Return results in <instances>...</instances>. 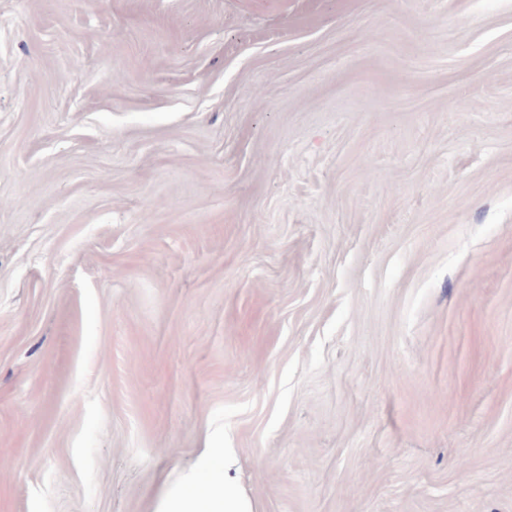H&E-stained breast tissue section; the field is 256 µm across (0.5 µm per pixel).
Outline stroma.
Wrapping results in <instances>:
<instances>
[{
    "instance_id": "obj_1",
    "label": "stroma",
    "mask_w": 512,
    "mask_h": 512,
    "mask_svg": "<svg viewBox=\"0 0 512 512\" xmlns=\"http://www.w3.org/2000/svg\"><path fill=\"white\" fill-rule=\"evenodd\" d=\"M217 428L258 512H512V0H0V512Z\"/></svg>"
}]
</instances>
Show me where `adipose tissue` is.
Listing matches in <instances>:
<instances>
[{
    "label": "adipose tissue",
    "mask_w": 512,
    "mask_h": 512,
    "mask_svg": "<svg viewBox=\"0 0 512 512\" xmlns=\"http://www.w3.org/2000/svg\"><path fill=\"white\" fill-rule=\"evenodd\" d=\"M151 512H257L256 504L238 482L234 449L216 434L195 464L168 482Z\"/></svg>",
    "instance_id": "obj_1"
}]
</instances>
